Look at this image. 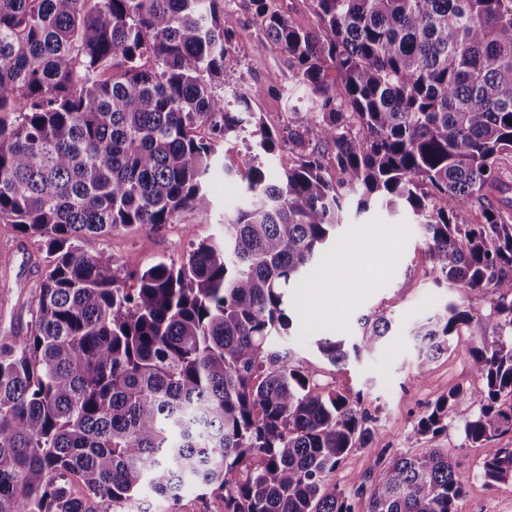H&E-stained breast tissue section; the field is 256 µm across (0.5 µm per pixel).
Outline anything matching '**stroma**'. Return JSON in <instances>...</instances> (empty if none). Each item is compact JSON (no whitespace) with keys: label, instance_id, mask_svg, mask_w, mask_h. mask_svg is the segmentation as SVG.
<instances>
[{"label":"stroma","instance_id":"stroma-1","mask_svg":"<svg viewBox=\"0 0 512 512\" xmlns=\"http://www.w3.org/2000/svg\"><path fill=\"white\" fill-rule=\"evenodd\" d=\"M225 8L235 20L236 52L239 63L224 75V100L232 102L235 90L249 86L266 87L267 93L253 107L271 125H283L292 113L306 112L308 101L294 95L285 101L275 96V89L293 85L287 56L278 48L256 51L262 34L253 23L248 0H227ZM293 161L286 150L270 154L259 152L251 128L224 147V157L216 161L207 178L211 206L205 212L184 213L180 223L153 230L143 226L106 238L84 241L85 250L101 251L111 256L125 274V288L136 287L135 272L157 261L180 260L191 243L218 239L224 234V215L243 202V173L254 166L274 172ZM232 176H225V167ZM385 264L370 280L354 285L344 283L331 304L310 311L304 298L317 296L319 282L335 271L337 264L351 266L373 259ZM46 265V253L38 239L22 236L13 225L0 223V273H6L5 286L0 287V340L24 333L32 319L37 285ZM431 262L422 228L407 211L389 212L380 204H372L363 213H349L336 231L335 241L320 253L302 285L293 290L290 301L295 309L293 326L287 345L295 358L311 360L318 368L317 382L323 392L335 391L347 396H361L362 405L373 419L378 438L366 447L349 454L329 482L338 484L355 498L357 512L364 507L359 487L376 472L383 449L416 455L426 448L450 449L460 464L465 478L464 496L459 512H512V482L487 487L476 476L485 451L465 447L461 426L472 412L468 403H456L448 418L447 431L435 438H417L412 426L417 416L439 398L455 389L471 387L466 350L474 341L478 328H462L453 337L447 354L431 366L425 382L412 378L417 362V349L409 333V325L442 312L453 302L484 312L490 299L480 293H463L447 285L436 284L430 274ZM387 314L392 328L378 349L359 360L336 368L314 348L319 336H332L355 341L363 316ZM209 501L199 490L187 488L179 502L137 494L123 502L114 512H209Z\"/></svg>","mask_w":512,"mask_h":512}]
</instances>
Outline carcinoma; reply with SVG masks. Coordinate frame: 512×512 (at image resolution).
I'll list each match as a JSON object with an SVG mask.
<instances>
[{"instance_id":"carcinoma-1","label":"carcinoma","mask_w":512,"mask_h":512,"mask_svg":"<svg viewBox=\"0 0 512 512\" xmlns=\"http://www.w3.org/2000/svg\"><path fill=\"white\" fill-rule=\"evenodd\" d=\"M249 2L256 50L281 48L296 84L242 88L231 111L217 93L238 64L224 0H0V223L47 253L30 326L0 343V512H97L144 486L176 501L187 485L213 512H354L327 476L375 437L371 417L318 391L316 365L276 337L355 198L358 213L371 197L410 209L433 280L492 296L486 314L449 303L412 323L419 383L480 324L473 386L414 433L447 429L459 401L467 447L512 433V0H306L312 28ZM300 89L299 122L270 128L252 109ZM250 122L259 150L295 162L245 175L221 241L157 262L131 292L79 245L207 211L218 147ZM390 329L380 313L349 348L315 345L344 366ZM477 477L512 481V448ZM463 494L446 448L388 454L362 491L367 512H458Z\"/></svg>"}]
</instances>
